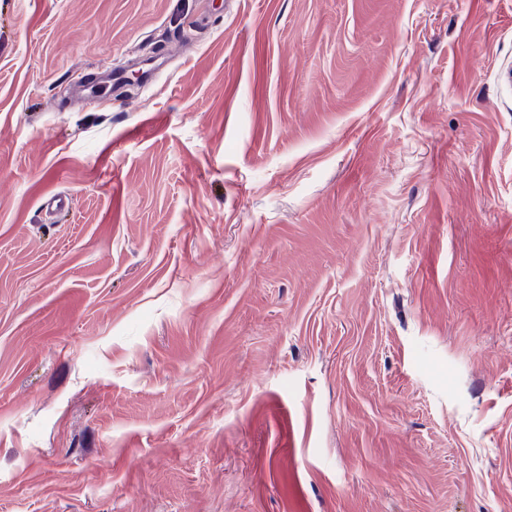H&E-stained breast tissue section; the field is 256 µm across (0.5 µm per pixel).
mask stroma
Listing matches in <instances>:
<instances>
[{
  "label": "stroma",
  "instance_id": "obj_1",
  "mask_svg": "<svg viewBox=\"0 0 512 512\" xmlns=\"http://www.w3.org/2000/svg\"><path fill=\"white\" fill-rule=\"evenodd\" d=\"M507 69L512 0H0V512H512Z\"/></svg>",
  "mask_w": 512,
  "mask_h": 512
}]
</instances>
